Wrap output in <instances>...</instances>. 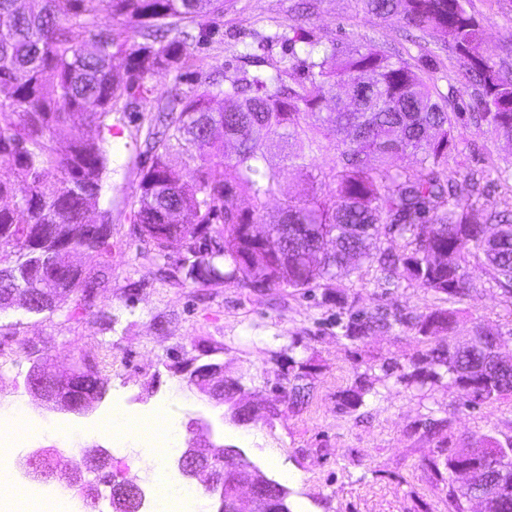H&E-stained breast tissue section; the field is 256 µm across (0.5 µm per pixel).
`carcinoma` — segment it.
Listing matches in <instances>:
<instances>
[{"instance_id":"obj_1","label":"carcinoma","mask_w":512,"mask_h":512,"mask_svg":"<svg viewBox=\"0 0 512 512\" xmlns=\"http://www.w3.org/2000/svg\"><path fill=\"white\" fill-rule=\"evenodd\" d=\"M365 14L395 17L455 51L466 83L478 90L475 125L512 142V68L483 49V32L464 0H357ZM0 0V297H28L43 314L42 290L66 288L76 305L92 307L112 242L106 225L82 224L101 197L108 155L101 141L72 134L71 117L112 129L114 112L148 99L151 78L195 65L191 26L224 13V0ZM109 22H104V19ZM124 67H114L115 59ZM403 58L371 42L323 40L300 27L288 57L273 70L200 73L195 85L158 103L149 119L145 155L130 219L142 224L154 257L167 258L173 233L212 247L211 285L331 294L334 281L364 263L449 300L474 289L464 256L512 295V202L478 210L462 202L463 186L482 194L472 173L448 171L457 150V114ZM339 148L325 169L303 150ZM232 145V151L225 149ZM416 167L402 165L407 154ZM281 155V164L272 157ZM302 183L297 195L288 180ZM245 197L248 205H238ZM404 250L382 247L384 238ZM71 246L97 262L54 277L39 270L49 252ZM427 339L448 337L406 366L386 364L399 383L435 384L448 377L469 401L494 402L512 393V365L487 354L474 323L468 345L456 311L417 317L355 314L345 337L360 340L394 327ZM276 389L288 404L305 387ZM375 379L359 377L340 405L356 409ZM512 448L485 437L480 449L448 452V469L492 470L489 459Z\"/></svg>"}]
</instances>
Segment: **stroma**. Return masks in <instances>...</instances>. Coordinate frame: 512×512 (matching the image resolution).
<instances>
[{"instance_id":"1","label":"stroma","mask_w":512,"mask_h":512,"mask_svg":"<svg viewBox=\"0 0 512 512\" xmlns=\"http://www.w3.org/2000/svg\"><path fill=\"white\" fill-rule=\"evenodd\" d=\"M298 3L228 0L223 15L201 19L193 49L202 71L234 72L244 65L246 44L302 26L343 44L374 41L430 78L439 94L450 95L456 111H469L475 89L463 84L448 47L419 45L397 20L366 16L356 0H317L310 15L302 14ZM467 8L480 20L494 61L512 66V0H467ZM193 80L190 74H157L151 80L155 99L138 111L113 113L112 131L104 136L108 172L91 211L93 219L109 218L112 269L93 308L82 310L69 301L50 314L0 312V404L25 408L19 422L31 446L63 449L68 463L84 448H110L113 481L145 490L151 478L137 448L117 446L91 431L113 415L119 400L134 412L168 401L171 416L183 427L194 419L209 421L225 444L237 446L267 475L286 483L290 512H449L448 491L462 482L446 465L449 449L484 436L512 437V395L469 403L446 379L407 387L390 377L376 383L357 409L340 408V394L361 374H379L387 361L408 364L425 350L422 336L397 327L352 341L338 324L346 310L324 300L321 291L304 295L289 288L258 291L175 279L171 272L182 263L181 250L171 248L160 261L140 242L127 200L141 178L147 121L156 98L189 89ZM457 128L458 149L449 154L448 169L473 172L485 185L484 194L468 197V204L489 210L512 199V144L469 120ZM476 287L451 303L366 264L336 280L339 296L358 310L384 307L415 317L455 307L464 324L475 321L503 336L501 353L512 357V296L481 275ZM106 314L112 317L108 326L102 321ZM36 354L61 370L76 357L94 359L108 381L97 409L78 418L40 406L24 387ZM193 360L222 363L225 374L240 378L244 399L258 410L255 421L243 427L225 422L226 406L213 405L190 384L184 368ZM301 369L307 402L298 408L281 404L278 416L267 417L276 376ZM176 389L182 393L177 401ZM431 421L440 422L439 434L428 432ZM52 422L83 434L68 439L45 432Z\"/></svg>"}]
</instances>
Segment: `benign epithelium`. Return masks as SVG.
<instances>
[{"instance_id":"benign-epithelium-1","label":"benign epithelium","mask_w":512,"mask_h":512,"mask_svg":"<svg viewBox=\"0 0 512 512\" xmlns=\"http://www.w3.org/2000/svg\"><path fill=\"white\" fill-rule=\"evenodd\" d=\"M191 256L186 263L190 268L191 277L197 280L207 278L211 253L206 247L196 248L192 243L183 245ZM44 361L37 357L25 379V388L34 398L39 400L46 409L76 416L91 414L102 400L104 393L85 395L81 379L73 375L72 394H63L58 389H50L44 385ZM192 381H204L200 392L211 401L224 403V365L220 363L190 364L186 367ZM255 406L233 400L230 402L227 418L236 426H245L254 421ZM204 447L213 449L211 453H202L197 449L194 439L185 442V447L176 459L180 474L187 480H196L210 494L214 501V512H242L240 507V491L248 490L251 509L249 512H289V490L285 485L270 478L259 466L251 462L238 447L226 445L219 439L206 438ZM83 466L89 472H96L100 464L111 459L109 449L96 446L83 451ZM48 456V449L26 448L16 459V467L30 482L38 481L48 484L53 480L62 483L82 503L83 512H101V504L106 496L93 483L85 481L81 473L71 470L65 473L52 471L48 475L39 472L38 465ZM457 471L465 476L458 492L465 498L480 504L481 512H492V505L497 499L501 483H487L482 474L467 466L457 467Z\"/></svg>"}]
</instances>
